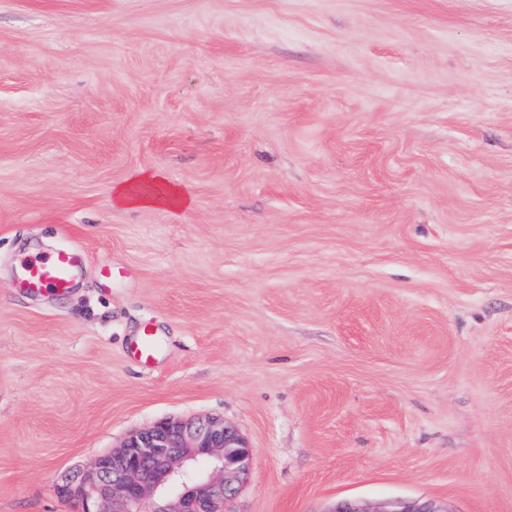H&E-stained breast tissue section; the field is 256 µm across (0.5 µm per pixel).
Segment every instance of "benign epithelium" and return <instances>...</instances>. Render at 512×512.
<instances>
[{
	"instance_id": "benign-epithelium-1",
	"label": "benign epithelium",
	"mask_w": 512,
	"mask_h": 512,
	"mask_svg": "<svg viewBox=\"0 0 512 512\" xmlns=\"http://www.w3.org/2000/svg\"><path fill=\"white\" fill-rule=\"evenodd\" d=\"M251 448L221 419L161 420L131 432L122 445L97 456L57 484V494L82 512H229L246 483ZM328 512H447L430 499H395L375 511L339 501Z\"/></svg>"
}]
</instances>
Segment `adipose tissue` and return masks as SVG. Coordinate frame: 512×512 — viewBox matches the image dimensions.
Wrapping results in <instances>:
<instances>
[{
  "instance_id": "adipose-tissue-1",
  "label": "adipose tissue",
  "mask_w": 512,
  "mask_h": 512,
  "mask_svg": "<svg viewBox=\"0 0 512 512\" xmlns=\"http://www.w3.org/2000/svg\"><path fill=\"white\" fill-rule=\"evenodd\" d=\"M111 202L118 208L163 207L174 213L192 205L191 197L167 182L163 173L146 170L134 171L126 182L113 185Z\"/></svg>"
}]
</instances>
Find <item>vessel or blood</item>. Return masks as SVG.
Masks as SVG:
<instances>
[{"instance_id":"vessel-or-blood-1","label":"vessel or blood","mask_w":512,"mask_h":512,"mask_svg":"<svg viewBox=\"0 0 512 512\" xmlns=\"http://www.w3.org/2000/svg\"><path fill=\"white\" fill-rule=\"evenodd\" d=\"M83 269V256L76 250L38 253L22 259L17 286L28 293L65 294L77 284ZM130 349L140 360L153 362L157 343L151 327H143Z\"/></svg>"}]
</instances>
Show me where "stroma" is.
<instances>
[{
  "instance_id": "obj_1",
  "label": "stroma",
  "mask_w": 512,
  "mask_h": 512,
  "mask_svg": "<svg viewBox=\"0 0 512 512\" xmlns=\"http://www.w3.org/2000/svg\"><path fill=\"white\" fill-rule=\"evenodd\" d=\"M140 169L191 207L114 209ZM204 416L231 512H512V0H0V512ZM83 256L77 250H57L21 260L17 288L27 293L66 294L77 284ZM139 336V339L131 344V352L145 363L153 362L157 353V343L152 328L149 325L144 326ZM325 512H447L430 499H395L381 509L371 510L360 501H339Z\"/></svg>"
}]
</instances>
